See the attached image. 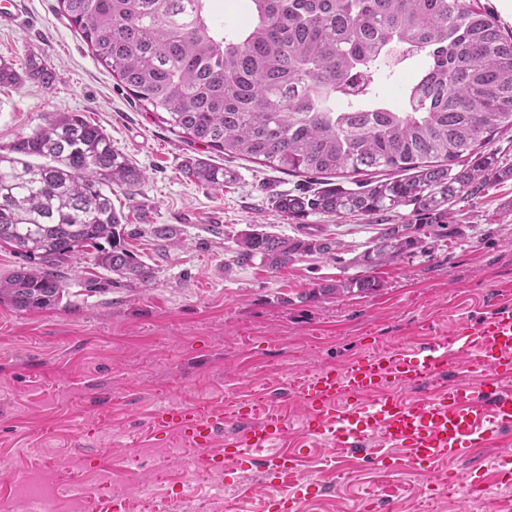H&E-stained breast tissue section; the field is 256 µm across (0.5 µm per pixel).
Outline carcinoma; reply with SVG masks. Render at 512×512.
Returning <instances> with one entry per match:
<instances>
[{
	"label": "carcinoma",
	"mask_w": 512,
	"mask_h": 512,
	"mask_svg": "<svg viewBox=\"0 0 512 512\" xmlns=\"http://www.w3.org/2000/svg\"><path fill=\"white\" fill-rule=\"evenodd\" d=\"M94 57L145 111L190 144L294 176L320 188L282 194L281 215L373 216L404 206L425 224H389L354 258L375 271L430 240L448 237V205L512 179L486 150L512 129V34L480 0H59ZM417 70L399 101L382 94L396 68ZM54 72L30 54L19 69L0 58V85L47 86ZM459 169H454V166ZM186 177L212 188L236 172L189 157ZM353 178L348 188L340 178ZM144 174L108 134L77 112L0 152V243L24 263L0 275V304L18 311L60 306L59 270L87 247L128 288L154 272L125 238L142 234L112 203V187L135 195ZM236 260L260 257L272 271L302 256L331 255L337 242L307 233H240ZM367 275L317 284L310 298L378 292Z\"/></svg>",
	"instance_id": "cac0c4a2"
}]
</instances>
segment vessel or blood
I'll list each match as a JSON object with an SVG mask.
<instances>
[{
  "mask_svg": "<svg viewBox=\"0 0 512 512\" xmlns=\"http://www.w3.org/2000/svg\"><path fill=\"white\" fill-rule=\"evenodd\" d=\"M460 354L468 371L480 373L479 385L444 386L430 398L403 399V388L435 379ZM511 378L512 306L501 305L480 322L452 331L447 340L366 352L342 369L297 378L291 390L308 408L306 436L333 453L372 443L384 470L412 465L436 474L441 460L471 456L512 426V394L501 386ZM225 410L239 425L212 460L223 466L225 484H238L242 472L260 461L265 482L280 491L268 500L267 512H298L301 502L320 494L321 485L302 474L297 454L273 450L288 434L284 418L259 417L257 403L242 397L229 399ZM153 424L182 426L200 448L208 446L215 427L214 419L181 408L160 412Z\"/></svg>",
  "mask_w": 512,
  "mask_h": 512,
  "instance_id": "b4317fda",
  "label": "vessel or blood"
}]
</instances>
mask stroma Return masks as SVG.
Wrapping results in <instances>:
<instances>
[{"instance_id":"1","label":"stroma","mask_w":512,"mask_h":512,"mask_svg":"<svg viewBox=\"0 0 512 512\" xmlns=\"http://www.w3.org/2000/svg\"><path fill=\"white\" fill-rule=\"evenodd\" d=\"M31 53L52 65L55 80L47 87L0 86V147L38 130L50 113H81L145 176L136 195L114 189L113 204L131 223L144 215L153 224L175 225L179 246H163L148 232L129 239V249L154 270L147 288L107 286L109 274L89 248L61 269L67 294L60 307L0 305V512H9L19 479L36 464L51 460L98 478L128 460L135 487L150 476V457L160 448L174 451L167 459L171 483L152 489L160 512H206L215 497L223 498L224 512H262L274 490L259 469L245 472L233 488L212 479L183 485L179 451L188 447L187 436L152 425L165 405L200 408L223 420L211 441L223 447L235 429L223 419L233 395L263 396L291 425L280 450L304 449L301 468L323 488L299 512H363L370 496L388 512H421L415 495L427 493L431 477L418 469L384 472L367 446L349 453L352 471L323 465V448L301 431L305 407L290 395L288 381L375 348L433 342L450 326L512 304V180L450 204L457 235L432 255H405L378 269L379 292L310 301L306 295L316 284L363 276L353 257L382 225L413 221L410 208L370 218L314 214L288 223L272 199L303 187V178L187 146L155 124L95 59L58 0H25L19 18L0 25L1 58L20 67ZM191 154L234 169L235 182L218 189L187 179L181 165ZM256 226L289 237L329 236L340 247L278 271L258 258L238 264L235 239ZM91 278L105 289L88 290ZM507 448L512 431L470 458L451 460L461 486L479 480L483 487L461 501L447 487V512H512V474L494 467Z\"/></svg>"}]
</instances>
